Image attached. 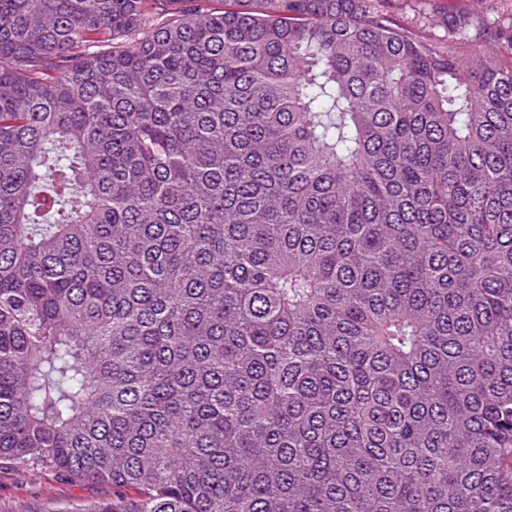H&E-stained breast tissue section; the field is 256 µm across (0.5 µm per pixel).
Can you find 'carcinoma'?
Wrapping results in <instances>:
<instances>
[{
	"instance_id": "obj_1",
	"label": "carcinoma",
	"mask_w": 512,
	"mask_h": 512,
	"mask_svg": "<svg viewBox=\"0 0 512 512\" xmlns=\"http://www.w3.org/2000/svg\"><path fill=\"white\" fill-rule=\"evenodd\" d=\"M0 0V463L76 512H512V20ZM112 498V486L80 483L49 470H0V512H62L74 504Z\"/></svg>"
}]
</instances>
